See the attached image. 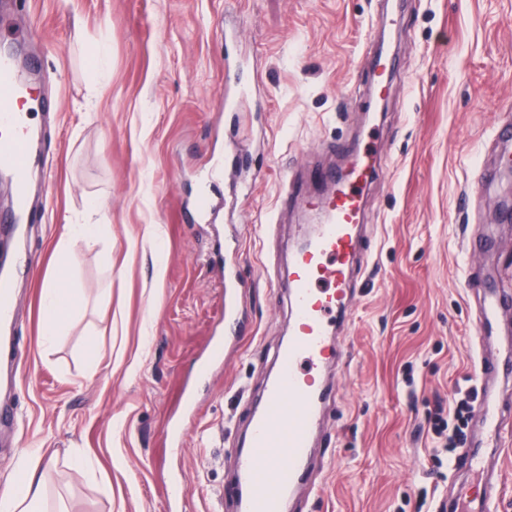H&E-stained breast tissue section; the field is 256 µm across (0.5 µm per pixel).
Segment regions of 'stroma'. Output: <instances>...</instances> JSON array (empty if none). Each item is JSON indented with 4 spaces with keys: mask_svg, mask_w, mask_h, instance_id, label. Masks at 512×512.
I'll return each mask as SVG.
<instances>
[{
    "mask_svg": "<svg viewBox=\"0 0 512 512\" xmlns=\"http://www.w3.org/2000/svg\"><path fill=\"white\" fill-rule=\"evenodd\" d=\"M0 47L38 99L25 260L0 365V485L37 450L50 512H236L224 489L291 328L277 271L323 204L312 174L373 141L355 293L330 328L313 482L293 512H428L479 490L427 475L437 403L479 357L512 353V307L478 337L474 275L512 289V191L481 171L512 164V0H0ZM395 69L371 99L369 62ZM220 222L189 221L200 176ZM67 224L93 237L55 257ZM63 262L82 304L52 341L44 288ZM224 360L195 376L211 340ZM100 351L89 369L85 350ZM196 404L183 406V389Z\"/></svg>",
    "mask_w": 512,
    "mask_h": 512,
    "instance_id": "1",
    "label": "stroma"
}]
</instances>
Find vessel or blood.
Wrapping results in <instances>:
<instances>
[{
    "mask_svg": "<svg viewBox=\"0 0 512 512\" xmlns=\"http://www.w3.org/2000/svg\"><path fill=\"white\" fill-rule=\"evenodd\" d=\"M21 100L22 85L12 63L0 59V173L17 188L14 211L19 215L30 204L31 153ZM376 172V157L367 147L354 154L347 171L316 175L318 183L334 187L326 204L328 219L292 256L284 285L293 314L291 336L275 356V372L262 405L253 412L246 450L238 460V481L228 490L237 497L240 512H289L290 499L313 469V438L330 396L319 376L333 357L328 325L350 288L353 260L361 249L362 187ZM16 305L15 276L1 274L0 325L10 321ZM496 504V484L490 479L466 496L462 512H495Z\"/></svg>",
    "mask_w": 512,
    "mask_h": 512,
    "instance_id": "b4317fda",
    "label": "vessel or blood"
}]
</instances>
